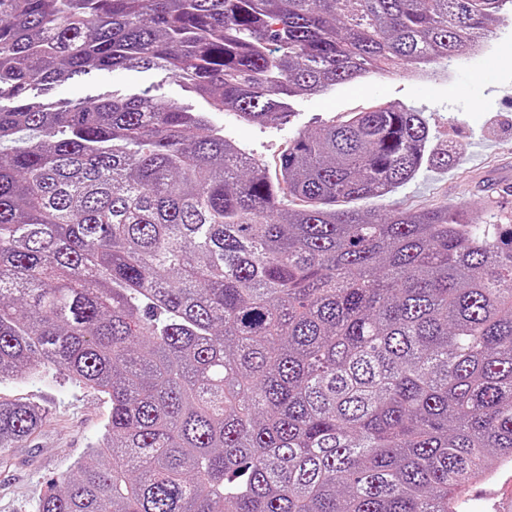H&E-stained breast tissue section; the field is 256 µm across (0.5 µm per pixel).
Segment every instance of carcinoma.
Returning a JSON list of instances; mask_svg holds the SVG:
<instances>
[{
  "instance_id": "obj_1",
  "label": "carcinoma",
  "mask_w": 512,
  "mask_h": 512,
  "mask_svg": "<svg viewBox=\"0 0 512 512\" xmlns=\"http://www.w3.org/2000/svg\"><path fill=\"white\" fill-rule=\"evenodd\" d=\"M511 4L0 0V382L112 403L37 512H457L512 465V225L337 208L448 165L422 113L303 133L272 178L191 104L49 99L161 70L279 124L296 93L480 50ZM44 422L0 401V461Z\"/></svg>"
}]
</instances>
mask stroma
Masks as SVG:
<instances>
[{
  "instance_id": "1",
  "label": "stroma",
  "mask_w": 512,
  "mask_h": 512,
  "mask_svg": "<svg viewBox=\"0 0 512 512\" xmlns=\"http://www.w3.org/2000/svg\"><path fill=\"white\" fill-rule=\"evenodd\" d=\"M494 62L499 88H488L484 66ZM512 15L487 39L480 54L466 56L437 75L424 77L395 69L373 73L317 94L287 100L286 123L253 125L230 112H217L213 121L227 139L241 146L269 173L299 134L318 130L331 120L378 106H406L422 112L435 144L447 146V167H422L417 175L383 198L357 201L363 210L448 205L465 209L475 224H512V174L500 171L504 157L512 158ZM150 89L157 98L190 102L187 91L158 71L102 72L89 81L56 86L57 101L75 100L104 91L132 94ZM0 400L44 406L48 419L41 432L17 450L10 463L0 464V512H34L38 498L52 479L68 471L95 441L111 412L103 394L80 385L58 371L40 379L18 377L0 383ZM512 505V466L500 467L489 480L470 485L458 503L459 512H502Z\"/></svg>"
}]
</instances>
